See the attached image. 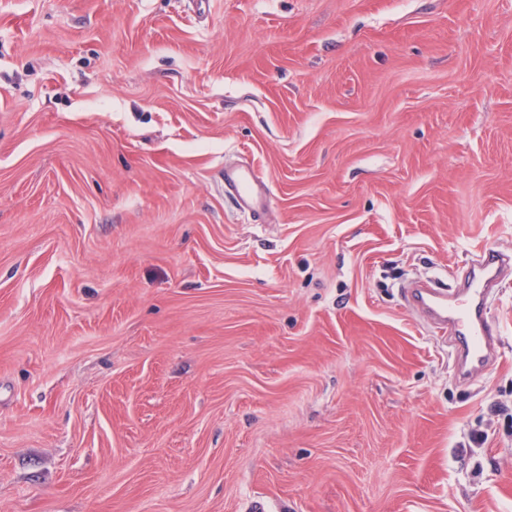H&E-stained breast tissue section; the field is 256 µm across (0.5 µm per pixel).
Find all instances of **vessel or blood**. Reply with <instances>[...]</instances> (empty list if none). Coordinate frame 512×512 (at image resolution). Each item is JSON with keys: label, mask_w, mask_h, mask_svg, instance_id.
Masks as SVG:
<instances>
[{"label": "vessel or blood", "mask_w": 512, "mask_h": 512, "mask_svg": "<svg viewBox=\"0 0 512 512\" xmlns=\"http://www.w3.org/2000/svg\"><path fill=\"white\" fill-rule=\"evenodd\" d=\"M224 187L231 190L239 208L257 210L268 193L264 181L254 171L228 168L224 171ZM512 257L493 249H481L470 275L454 294L423 285L408 293V300L433 327L451 331L455 365L459 378L485 370L497 359L499 331L488 316L491 293L504 266Z\"/></svg>", "instance_id": "vessel-or-blood-1"}]
</instances>
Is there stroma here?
Here are the masks:
<instances>
[{
  "instance_id": "stroma-1",
  "label": "stroma",
  "mask_w": 512,
  "mask_h": 512,
  "mask_svg": "<svg viewBox=\"0 0 512 512\" xmlns=\"http://www.w3.org/2000/svg\"><path fill=\"white\" fill-rule=\"evenodd\" d=\"M193 1L0 0V512H512V0ZM224 187L232 191L238 207L243 210L255 211L262 207L268 193L266 184L254 171L240 167H224ZM510 256L497 250L479 249L463 286L454 294L416 286L408 300L433 327L453 335L455 365L459 378L485 370L497 360L499 330L488 316L492 288Z\"/></svg>"
}]
</instances>
